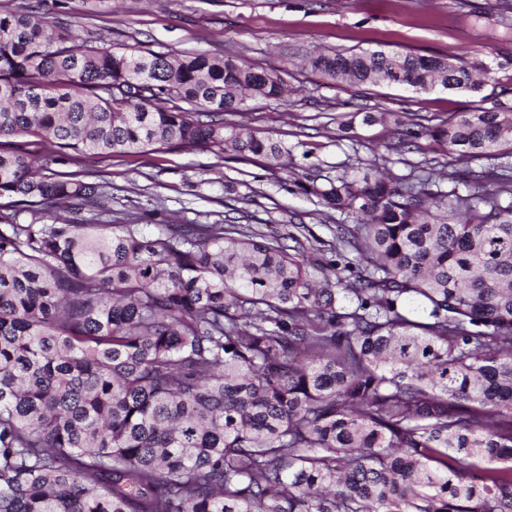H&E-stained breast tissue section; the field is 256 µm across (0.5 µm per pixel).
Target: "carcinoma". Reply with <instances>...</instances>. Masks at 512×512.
Returning <instances> with one entry per match:
<instances>
[{"label":"carcinoma","instance_id":"cac0c4a2","mask_svg":"<svg viewBox=\"0 0 512 512\" xmlns=\"http://www.w3.org/2000/svg\"><path fill=\"white\" fill-rule=\"evenodd\" d=\"M81 31L0 13V197L74 214L0 213V512H512V107L396 121L403 174L298 178L352 219L326 265L237 224L146 238L75 218L103 185L44 171L18 139L61 165L193 146L276 159L281 142L224 113L284 82ZM308 63L342 87L472 93L486 70L412 51ZM421 137L464 165L403 158Z\"/></svg>","mask_w":512,"mask_h":512}]
</instances>
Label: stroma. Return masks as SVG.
<instances>
[{"mask_svg":"<svg viewBox=\"0 0 512 512\" xmlns=\"http://www.w3.org/2000/svg\"><path fill=\"white\" fill-rule=\"evenodd\" d=\"M488 14L462 15L456 0H0L1 13L38 10L53 22L81 18L84 34L120 48L142 43L153 51L247 59L280 70L288 94L248 101L224 119L281 141L279 161L240 160L208 148L100 156L87 160L103 184L113 223L136 219L143 236L164 224H239L269 234L302 224L324 244L346 216H326L316 198L292 189L303 170L336 177L357 163L405 168L388 151L396 121L439 123L470 108L461 91H420L398 85L341 89L305 63L316 48L360 52L412 51L453 55L488 65L483 94L505 92L512 103V29L491 16L498 0H482ZM385 113L371 125L341 122L356 111Z\"/></svg>","mask_w":512,"mask_h":512,"instance_id":"35a3bbf8","label":"stroma"}]
</instances>
